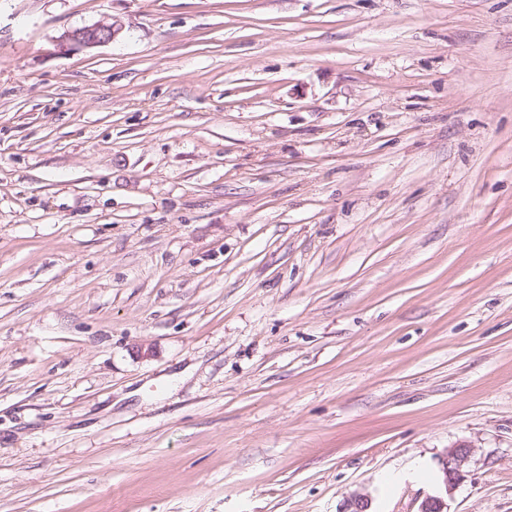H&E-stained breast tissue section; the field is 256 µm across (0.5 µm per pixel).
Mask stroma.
Segmentation results:
<instances>
[{"label": "stroma", "instance_id": "35a3bbf8", "mask_svg": "<svg viewBox=\"0 0 512 512\" xmlns=\"http://www.w3.org/2000/svg\"><path fill=\"white\" fill-rule=\"evenodd\" d=\"M459 443L512 512V0H0V512H417ZM120 28L112 24H98L65 33L58 41L63 51H75L84 47L98 46L112 42Z\"/></svg>", "mask_w": 512, "mask_h": 512}]
</instances>
